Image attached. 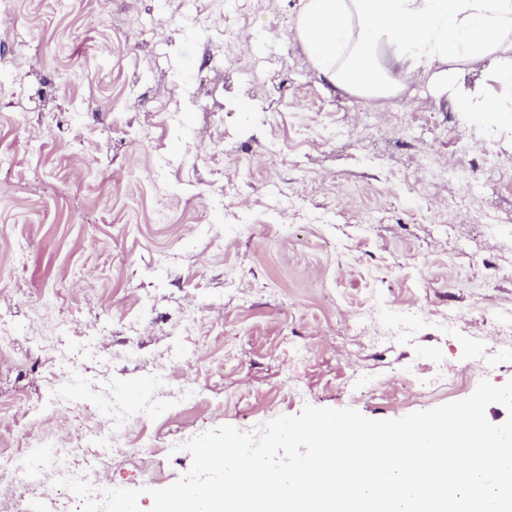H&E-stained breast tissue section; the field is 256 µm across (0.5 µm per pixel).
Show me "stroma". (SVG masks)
I'll return each instance as SVG.
<instances>
[{
    "instance_id": "35a3bbf8",
    "label": "stroma",
    "mask_w": 512,
    "mask_h": 512,
    "mask_svg": "<svg viewBox=\"0 0 512 512\" xmlns=\"http://www.w3.org/2000/svg\"><path fill=\"white\" fill-rule=\"evenodd\" d=\"M0 13V449L57 431L111 488L139 435L304 406L396 419L512 380V126L429 78L368 100L294 37L300 0H11ZM498 347L484 355V346ZM448 363L455 393L401 381ZM195 385L197 405L178 402ZM0 480V512H49Z\"/></svg>"
}]
</instances>
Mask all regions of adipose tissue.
Returning <instances> with one entry per match:
<instances>
[{"label":"adipose tissue","mask_w":512,"mask_h":512,"mask_svg":"<svg viewBox=\"0 0 512 512\" xmlns=\"http://www.w3.org/2000/svg\"><path fill=\"white\" fill-rule=\"evenodd\" d=\"M297 37L321 75L376 99L396 95L389 67L429 76L458 111L487 122L512 120V108L467 89L461 67L482 63L512 88V0H301Z\"/></svg>","instance_id":"adipose-tissue-1"}]
</instances>
